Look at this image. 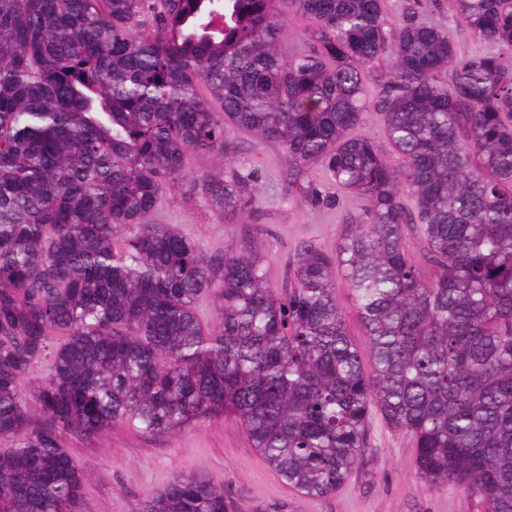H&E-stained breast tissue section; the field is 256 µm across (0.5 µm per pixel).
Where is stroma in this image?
I'll return each mask as SVG.
<instances>
[{"mask_svg": "<svg viewBox=\"0 0 512 512\" xmlns=\"http://www.w3.org/2000/svg\"><path fill=\"white\" fill-rule=\"evenodd\" d=\"M436 2L429 17L447 31L459 54L480 51L481 43L455 16L451 0ZM227 137L239 161L257 166L255 210L225 220L200 195L190 194L189 183L183 180L171 186L152 220L173 225L210 253L224 252L250 235L269 258L271 288L280 290L302 242L312 238L325 251H333L338 226L361 202L350 194L337 195L316 168L307 177L321 202L298 205L288 194L289 161L280 148L233 129ZM367 439L368 450L345 484L324 498H310L285 486L229 416L165 437L115 425L93 441L70 439L66 446L90 473L80 512H131L134 503L176 476L192 473L223 484L229 512H273L283 502L288 512H481L476 496L453 486L433 488L421 480L412 439L391 428L379 411L370 415Z\"/></svg>", "mask_w": 512, "mask_h": 512, "instance_id": "1", "label": "stroma"}]
</instances>
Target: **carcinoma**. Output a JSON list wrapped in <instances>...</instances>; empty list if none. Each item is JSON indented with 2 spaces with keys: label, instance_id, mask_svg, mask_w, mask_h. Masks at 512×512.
<instances>
[{
  "label": "carcinoma",
  "instance_id": "carcinoma-1",
  "mask_svg": "<svg viewBox=\"0 0 512 512\" xmlns=\"http://www.w3.org/2000/svg\"><path fill=\"white\" fill-rule=\"evenodd\" d=\"M383 2L0 0V512H78L69 438L219 415L285 485L326 497L374 407L420 478L512 512V0H452L484 44L467 57L419 0L391 18ZM291 14L313 46L287 59ZM370 111L394 156L361 132ZM229 127L280 147L290 184L317 166L365 202L334 251L303 242L278 293L251 236L213 255L151 221L191 155H224L190 185L212 210L255 208ZM228 508L191 474L132 512ZM340 286L341 288L336 289V296L340 306L346 314L348 333L356 344L364 348L366 337L364 336L363 329L360 325L357 312L352 305L348 288H345L342 284Z\"/></svg>",
  "mask_w": 512,
  "mask_h": 512
}]
</instances>
